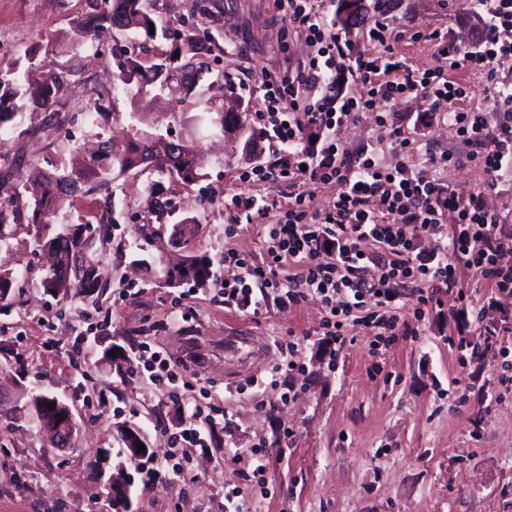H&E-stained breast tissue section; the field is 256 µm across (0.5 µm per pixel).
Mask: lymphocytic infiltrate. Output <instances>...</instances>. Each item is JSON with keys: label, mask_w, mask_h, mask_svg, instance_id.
I'll return each instance as SVG.
<instances>
[{"label": "lymphocytic infiltrate", "mask_w": 512, "mask_h": 512, "mask_svg": "<svg viewBox=\"0 0 512 512\" xmlns=\"http://www.w3.org/2000/svg\"><path fill=\"white\" fill-rule=\"evenodd\" d=\"M289 25L306 28L315 48L296 69L268 82L259 131L266 140L287 148L288 161L279 174L295 186L288 219L269 236L268 266L237 258V278L224 284V306L259 316V289L284 288L288 303L319 296L326 317L317 334L322 343L341 350L349 340L348 326L373 333L374 346H388L418 334L416 324L444 293L469 295L460 269L471 272L477 287L487 292L486 310L478 311L484 341L474 344L465 329H456L449 346L477 359L498 357V382L512 391V225L487 197L499 185L512 183V83L500 80L499 68L512 60V0H474L454 37L431 31L447 69L420 70L397 50L403 38L389 14L375 19L355 14L331 26L320 16L318 0H279ZM378 44L382 52L365 55L357 35ZM479 70L487 75L490 104L463 108L470 88L462 75ZM363 90L348 95L349 84ZM412 95L422 101L413 126L387 120L375 112L377 103ZM389 123L391 152L397 165H387L371 146L358 155L341 148L331 132L367 113ZM444 120L467 145L465 155L432 159L430 167L473 163L481 174L480 188L460 197L446 180L429 174V167L405 163L419 142L420 130ZM334 187L328 207L308 214L306 182ZM417 289V304L406 310L399 287Z\"/></svg>", "instance_id": "f902f5d3"}]
</instances>
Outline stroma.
<instances>
[{"label": "stroma", "mask_w": 512, "mask_h": 512, "mask_svg": "<svg viewBox=\"0 0 512 512\" xmlns=\"http://www.w3.org/2000/svg\"><path fill=\"white\" fill-rule=\"evenodd\" d=\"M151 13L169 39L129 34L122 44L151 63L175 54V35L192 30L201 62L223 74V89L180 79L168 89L131 101L113 92L117 63L109 51L78 38L75 21L86 0H0V61L27 65L48 57L66 79L52 112L21 114L0 127V184L24 185L35 173L68 167L75 149L99 138L121 140L127 129L172 132L193 140L205 176L191 186L131 172L110 187L82 186L57 207L52 221L109 228L91 257L99 288L47 292L48 263L22 226L0 242V270L12 273V293L0 302V512H113L97 479L101 452L107 472H121L129 512H225L228 498H247L252 512H512V395L494 400L497 360L459 361L448 334L459 313L456 294L426 314L418 338L377 351L363 327L328 370V351L311 334L325 314L319 300L283 303L265 289L267 312L254 319L224 307L222 289L237 273L225 250L268 260V231L288 209L286 180H245L243 151L257 128L265 85L306 59V30L289 25L277 0H151ZM468 0H391L399 45L412 67L440 63L430 31L454 29ZM111 106L97 120L86 110L101 95ZM237 112L244 129L217 134L207 112ZM340 147L388 148L385 128L372 117L336 131ZM234 194L262 198L264 215L245 219L225 205ZM33 203L25 190L20 211ZM189 256L211 260L205 286L170 287ZM309 331L298 359L296 396L281 389L256 395L247 382L282 360L289 334ZM230 336H250L243 355L226 352ZM115 361L104 360L106 347ZM160 353L178 373L181 400L149 382L136 367L144 348ZM244 386L239 395L229 385ZM222 400L226 415L210 426L204 447L191 449L182 473L143 484L139 460L129 459L118 427H138L151 462L174 464L171 439L184 405L203 389ZM38 391L70 406L78 425L70 447L51 448L22 396ZM260 448L269 459L265 486L241 473L230 448Z\"/></svg>", "instance_id": "35a3bbf8"}]
</instances>
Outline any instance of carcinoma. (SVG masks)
Here are the masks:
<instances>
[{
	"label": "carcinoma",
	"instance_id": "cac0c4a2",
	"mask_svg": "<svg viewBox=\"0 0 512 512\" xmlns=\"http://www.w3.org/2000/svg\"><path fill=\"white\" fill-rule=\"evenodd\" d=\"M87 2L90 13L77 20L74 27V33L80 38L95 41L122 27L151 41L159 37L168 39L164 30L150 32V25L155 20L146 9L145 0ZM179 40L182 42L180 54L185 56V62L180 65L182 80L191 90L205 71L195 62L200 51L191 31L181 33ZM39 69V80L23 82L17 65L0 66V127L12 122L18 114V106L14 103L16 99L31 112H46L56 105L58 91L63 84V72L45 59L39 63ZM173 71L174 68L165 58L146 66L138 57L126 54L119 63L115 79L125 94L136 99L147 93L150 87H164ZM142 168H149L159 176L174 179L185 186L205 176L202 153L193 142L180 139L166 146L145 132L134 134L123 144L110 139L101 141L97 151L82 166L68 174H41L42 197L35 202L28 220L36 229L37 246L47 245L54 252L55 265L44 283L47 290L98 287L96 267L89 255L94 238L79 239L77 232L70 230V227L60 229L52 224L49 209L52 199L59 194L76 193L85 184L106 186L117 177ZM19 197L17 187L8 190L0 188V242L19 226ZM180 275L202 285L210 277V261L191 256Z\"/></svg>",
	"mask_w": 512,
	"mask_h": 512
}]
</instances>
